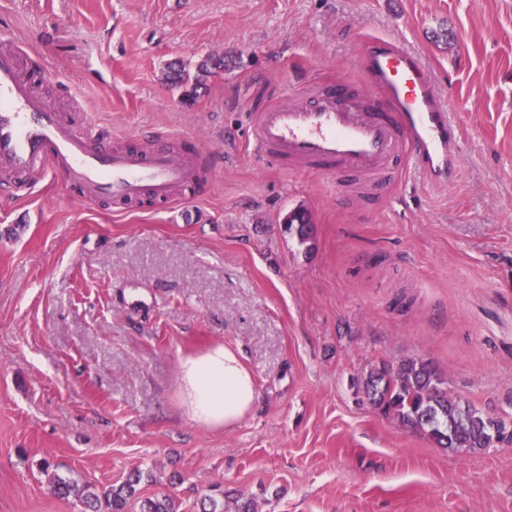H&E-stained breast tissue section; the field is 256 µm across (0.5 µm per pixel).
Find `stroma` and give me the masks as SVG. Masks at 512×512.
I'll return each mask as SVG.
<instances>
[{
	"instance_id": "stroma-1",
	"label": "stroma",
	"mask_w": 512,
	"mask_h": 512,
	"mask_svg": "<svg viewBox=\"0 0 512 512\" xmlns=\"http://www.w3.org/2000/svg\"><path fill=\"white\" fill-rule=\"evenodd\" d=\"M38 95L101 150L224 155L195 196L114 210L32 174L0 191V512H83L141 469L142 496L200 512H512V447L458 454L355 396L380 361L430 360L452 396L512 394V0H0ZM418 54L454 112L451 183L365 195L266 165L251 115L283 92L360 88L367 38ZM220 56L193 97L168 63ZM306 210L310 237L284 225ZM222 344L258 399L211 430L183 410L182 358Z\"/></svg>"
}]
</instances>
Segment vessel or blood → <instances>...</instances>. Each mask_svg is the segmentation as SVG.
Segmentation results:
<instances>
[{
    "mask_svg": "<svg viewBox=\"0 0 512 512\" xmlns=\"http://www.w3.org/2000/svg\"><path fill=\"white\" fill-rule=\"evenodd\" d=\"M24 52L16 41L0 42L1 188L27 198L31 172H59L67 186L117 209L146 194L167 202L194 191L198 169L187 155L106 153L95 135L77 134L63 110L35 94L19 64ZM365 70L370 89L336 82L309 98L290 95L254 113L252 141L273 164L309 168L340 184L366 177L375 186L408 168L449 182L458 127L423 62L390 39L374 38L366 46Z\"/></svg>",
    "mask_w": 512,
    "mask_h": 512,
    "instance_id": "obj_1",
    "label": "vessel or blood"
}]
</instances>
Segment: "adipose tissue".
<instances>
[{
    "label": "adipose tissue",
    "instance_id": "ef3b65f1",
    "mask_svg": "<svg viewBox=\"0 0 512 512\" xmlns=\"http://www.w3.org/2000/svg\"><path fill=\"white\" fill-rule=\"evenodd\" d=\"M178 390L189 417L212 429L238 424L258 398L253 372L238 351L224 345L183 358Z\"/></svg>",
    "mask_w": 512,
    "mask_h": 512
}]
</instances>
